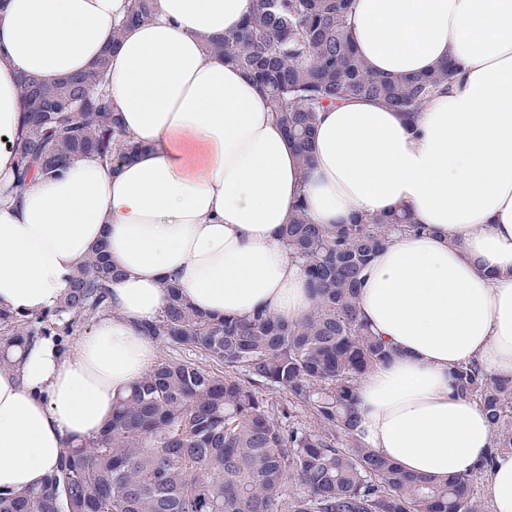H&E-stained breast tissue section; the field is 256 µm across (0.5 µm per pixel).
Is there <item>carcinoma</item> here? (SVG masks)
I'll return each instance as SVG.
<instances>
[{
    "mask_svg": "<svg viewBox=\"0 0 512 512\" xmlns=\"http://www.w3.org/2000/svg\"><path fill=\"white\" fill-rule=\"evenodd\" d=\"M352 2L259 0L239 28L207 41L208 53L268 95L303 169L324 108L368 97L416 112L453 74L448 62L400 78L367 70L349 35ZM153 18L154 0H131L112 42L127 25ZM107 66L103 57L53 85L20 77L15 188L59 176L71 158L112 165L141 150L107 98ZM422 228L404 209L316 224L298 200L283 243L314 304L294 321L262 310L207 315L165 282L167 303L142 332L166 348H191L205 363L156 358L114 398L98 434L67 445L42 485L0 492V512H481L478 478L512 453L511 376L490 377L476 360L452 372L454 395L479 402L492 429V450L472 474L407 475L364 442L358 425L360 380L395 355L360 318L361 275L395 236ZM117 276L101 243L56 308L34 316L0 308V365L39 336L68 350L75 328L109 309ZM299 406L313 423L297 420Z\"/></svg>",
    "mask_w": 512,
    "mask_h": 512,
    "instance_id": "obj_1",
    "label": "carcinoma"
}]
</instances>
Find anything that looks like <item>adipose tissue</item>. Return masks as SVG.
I'll return each mask as SVG.
<instances>
[{"label": "adipose tissue", "mask_w": 512, "mask_h": 512, "mask_svg": "<svg viewBox=\"0 0 512 512\" xmlns=\"http://www.w3.org/2000/svg\"><path fill=\"white\" fill-rule=\"evenodd\" d=\"M256 6L156 0L154 19L117 43L129 0L0 6V307L54 309L102 241L121 272L110 312L73 350L40 337L0 369V489L41 484L154 362L140 327L164 308L165 280L205 313L304 317L308 281L282 242L300 199L318 224L405 207L424 226L377 254L360 291L362 317L396 351L358 386L366 443L437 479L488 453L490 425L452 395L449 373L476 359L512 375V0H355L350 34L369 71L455 72L409 115L370 98L321 112L304 171L266 97L204 50ZM104 54L106 92L140 152L115 169L72 159L14 199L20 75L50 84Z\"/></svg>", "instance_id": "ef3b65f1"}]
</instances>
